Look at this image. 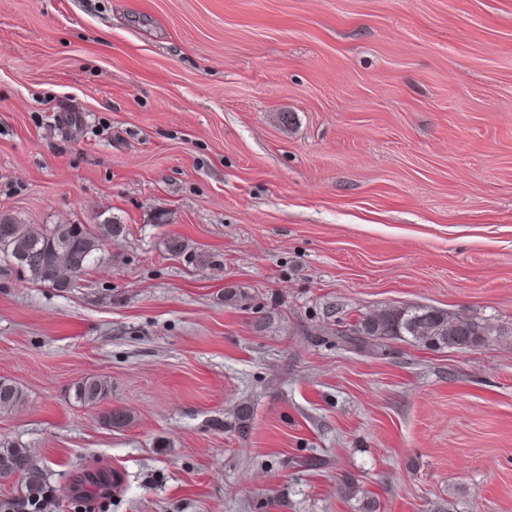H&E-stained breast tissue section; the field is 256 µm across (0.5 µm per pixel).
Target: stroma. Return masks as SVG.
<instances>
[{
  "mask_svg": "<svg viewBox=\"0 0 512 512\" xmlns=\"http://www.w3.org/2000/svg\"><path fill=\"white\" fill-rule=\"evenodd\" d=\"M1 214L125 227L0 257V439L88 512H512V0H0ZM417 305L491 334L336 338ZM104 223L95 229L88 224H23L12 216H0V253L24 267L33 279L67 290L71 280L58 279L54 269L60 255L74 263L76 274L94 262L108 237L121 235L122 224ZM110 386L97 376H87L73 385V395L78 402L84 404H101L109 395Z\"/></svg>",
  "mask_w": 512,
  "mask_h": 512,
  "instance_id": "35a3bbf8",
  "label": "stroma"
}]
</instances>
